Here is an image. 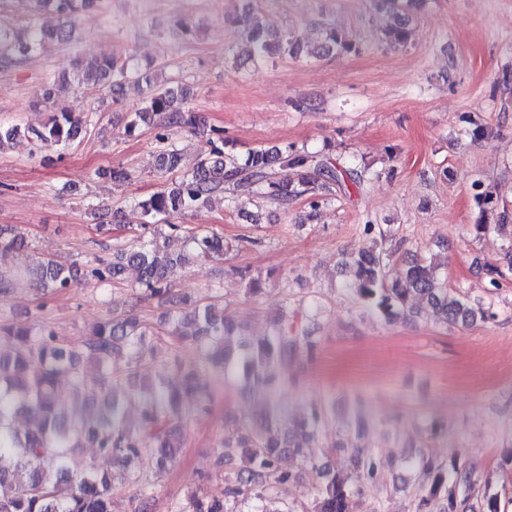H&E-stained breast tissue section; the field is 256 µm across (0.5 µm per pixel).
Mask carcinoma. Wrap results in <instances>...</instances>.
<instances>
[{
    "label": "carcinoma",
    "mask_w": 512,
    "mask_h": 512,
    "mask_svg": "<svg viewBox=\"0 0 512 512\" xmlns=\"http://www.w3.org/2000/svg\"><path fill=\"white\" fill-rule=\"evenodd\" d=\"M95 5L96 0H0V11L10 7L30 16L52 11L62 20L59 27L49 31L0 25V60L23 56L48 41H68L73 24ZM243 31L250 54L260 60L270 55L272 41L277 43L278 52L291 57L304 48L302 38L294 33L271 38L253 14H245ZM321 38L324 51L341 54L352 48L343 34L331 29L322 30ZM407 38L404 21L383 33V41L392 47L404 44ZM128 77L149 89L143 106L134 113L129 132L139 126L153 129L156 141L162 144L157 155L159 170L179 169L181 156L167 142L171 129L194 127L190 113L182 110L183 91L165 85L159 80L158 70L149 65L132 68L128 62L110 57L99 59L91 68H78L79 80L99 87H120ZM41 102L52 109L48 121L39 127L0 125V150L20 135L37 150L71 145L81 121L58 102L52 88L42 93ZM206 144L192 171L137 203L146 223H167L171 233L139 237L130 248L113 250L110 262L99 259L79 269L74 263L39 257L35 266L25 271L35 287L63 293L79 277L108 284L132 267L137 272L138 299H156L170 307L162 325L156 328L132 309L110 317L77 346L60 336L46 318H39L30 328L0 319V335L12 338L15 346L13 353L0 355V512H111L112 497L120 487L92 465L72 467L71 453L77 440L91 444L99 455L125 467L124 483L139 492L135 512H149L153 496L150 477L136 462L147 450L168 462L184 447V402L193 400L199 412L208 411L213 403L212 391L198 380L201 368L218 366L226 381L236 379L272 392L284 381L290 360L302 350L312 349L302 319L304 312L299 309L285 311L264 337L242 336L236 340L239 325L223 305L173 296V268L193 258L222 260L226 245L224 236L213 230L189 229L178 235L179 225L169 223V219L201 209L213 196L224 192L227 184L232 185L229 202L235 210L247 205L258 189L283 204L305 198L316 209L321 190L327 185H341L349 179L362 186L369 180L368 171L339 167L292 148L275 155L254 148L240 158L224 152L220 129L211 130ZM276 165L292 171L293 177L275 178L272 168ZM471 193L481 214L495 207L493 193L483 182H473ZM360 231L371 239L372 246L344 259L343 264L353 271L352 294L386 322L421 315V310L409 304L411 294L420 296L428 315L439 322L467 325L495 319L491 309L474 307L449 288L432 261L409 266L402 280L389 278L390 254L385 244L391 231L369 220L360 225ZM27 248L24 234L0 229V258ZM148 336H172L178 347L170 362L154 366L150 382L138 393L141 416L132 428L125 422L123 406L112 398V375L117 369L129 378L138 375L148 356ZM85 362L101 372L97 389L81 376L80 365ZM63 375L71 377L76 395L100 403L97 417L69 420L56 397V385ZM328 411L327 404L315 405L290 426L273 406H265L251 424L231 432V440L245 449L246 463L224 475V499H212L199 489L174 504L171 512H253V502L267 499L276 485L292 478L279 466L285 453L300 457L321 478L314 491V512H352L350 504L361 492V480L376 477L377 463L358 454L347 471L322 469L315 448L319 447L320 428ZM18 413L28 418L27 430L22 434L12 427L13 415ZM421 465L426 484L420 506L439 498L442 512H459L475 489L473 472L456 467L448 472L429 457L421 458Z\"/></svg>",
    "instance_id": "1"
}]
</instances>
